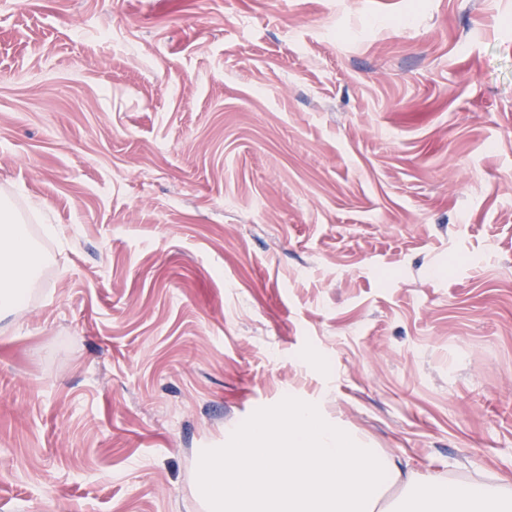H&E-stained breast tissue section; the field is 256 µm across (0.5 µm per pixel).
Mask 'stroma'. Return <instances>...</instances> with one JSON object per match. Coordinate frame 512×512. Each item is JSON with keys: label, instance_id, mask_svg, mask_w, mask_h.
<instances>
[{"label": "stroma", "instance_id": "1", "mask_svg": "<svg viewBox=\"0 0 512 512\" xmlns=\"http://www.w3.org/2000/svg\"><path fill=\"white\" fill-rule=\"evenodd\" d=\"M1 197L0 512H205L288 396L512 491V0H0ZM45 258L11 203L0 206V318L19 309L39 280Z\"/></svg>", "mask_w": 512, "mask_h": 512}]
</instances>
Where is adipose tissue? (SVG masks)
<instances>
[{"mask_svg":"<svg viewBox=\"0 0 512 512\" xmlns=\"http://www.w3.org/2000/svg\"><path fill=\"white\" fill-rule=\"evenodd\" d=\"M44 261L11 203L0 202V318L24 304Z\"/></svg>","mask_w":512,"mask_h":512,"instance_id":"adipose-tissue-1","label":"adipose tissue"}]
</instances>
